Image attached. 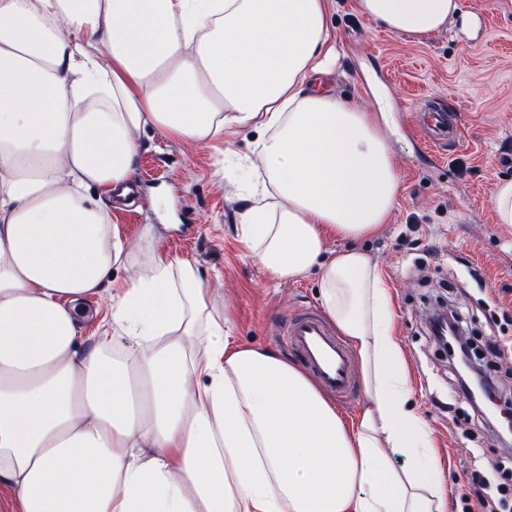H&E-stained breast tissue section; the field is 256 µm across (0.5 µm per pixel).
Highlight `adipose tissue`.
I'll return each mask as SVG.
<instances>
[{
  "mask_svg": "<svg viewBox=\"0 0 512 512\" xmlns=\"http://www.w3.org/2000/svg\"><path fill=\"white\" fill-rule=\"evenodd\" d=\"M388 31L461 0H358ZM332 0H0V491L15 512H447L381 264L355 248L401 182L385 105L317 78ZM257 134L244 242L273 280L317 273L369 405L348 423L298 365L231 345L192 264L108 206L145 129ZM346 241L333 249L334 240ZM108 295L93 340L86 299Z\"/></svg>",
  "mask_w": 512,
  "mask_h": 512,
  "instance_id": "1",
  "label": "adipose tissue"
}]
</instances>
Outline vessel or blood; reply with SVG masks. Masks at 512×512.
Returning <instances> with one entry per match:
<instances>
[{"instance_id":"1","label":"vessel or blood","mask_w":512,"mask_h":512,"mask_svg":"<svg viewBox=\"0 0 512 512\" xmlns=\"http://www.w3.org/2000/svg\"><path fill=\"white\" fill-rule=\"evenodd\" d=\"M418 130L437 147L454 141L450 117L438 110L424 112ZM281 336L326 391L340 398L351 392L354 384L351 353L320 314L307 309L291 317Z\"/></svg>"}]
</instances>
